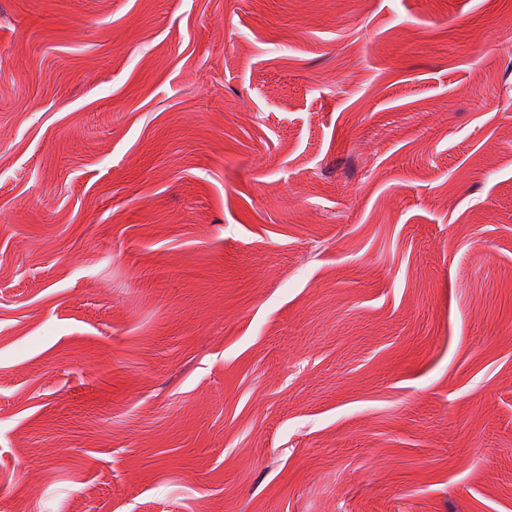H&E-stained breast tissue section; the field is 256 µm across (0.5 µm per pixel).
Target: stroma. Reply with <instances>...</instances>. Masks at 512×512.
<instances>
[{
    "label": "stroma",
    "mask_w": 512,
    "mask_h": 512,
    "mask_svg": "<svg viewBox=\"0 0 512 512\" xmlns=\"http://www.w3.org/2000/svg\"><path fill=\"white\" fill-rule=\"evenodd\" d=\"M0 512H512V0H0Z\"/></svg>",
    "instance_id": "stroma-1"
}]
</instances>
